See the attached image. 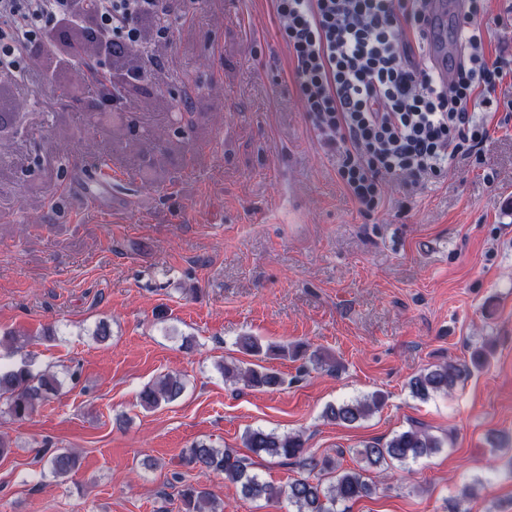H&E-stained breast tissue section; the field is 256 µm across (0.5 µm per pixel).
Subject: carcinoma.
Wrapping results in <instances>:
<instances>
[{"instance_id": "carcinoma-1", "label": "carcinoma", "mask_w": 512, "mask_h": 512, "mask_svg": "<svg viewBox=\"0 0 512 512\" xmlns=\"http://www.w3.org/2000/svg\"><path fill=\"white\" fill-rule=\"evenodd\" d=\"M242 349L254 357H263L270 352L288 356L290 346H263L255 336L239 339ZM488 360V350L474 349L470 362H444L415 376L408 383L412 397L427 401L437 395H446L457 384L465 381L475 370L481 369ZM224 379L242 381L250 387L276 388L284 383L280 373L252 363L247 367L236 364L218 365ZM62 385L57 375L45 370L33 372L29 365L15 367L0 365V400L5 402L9 415L16 421L28 419L37 408L48 402ZM185 382L177 374H165L157 382L146 386L139 395L140 405L153 409L169 404L181 397ZM381 397L369 398L330 405L325 417L353 425L379 408ZM445 439L412 426L394 435L386 443L370 441L356 450V455L366 467L387 468L393 463L404 465L417 462L440 451ZM245 447L254 454L270 458L295 461L306 476L292 479L285 486L274 487L261 480L253 469V462L228 448H214L204 443H194L182 453V464L201 475H217L224 480L241 486L243 495L250 499L266 500L284 498L293 512H342L338 506L368 497L375 492V486L366 480L362 471L344 469L332 457H317L308 453L305 440L299 434L279 435L261 429L249 430L244 435ZM41 476L49 475L58 481L69 476L77 468L78 456L70 450H44L38 453ZM184 512H224V503L200 485L185 483L179 491Z\"/></svg>"}]
</instances>
